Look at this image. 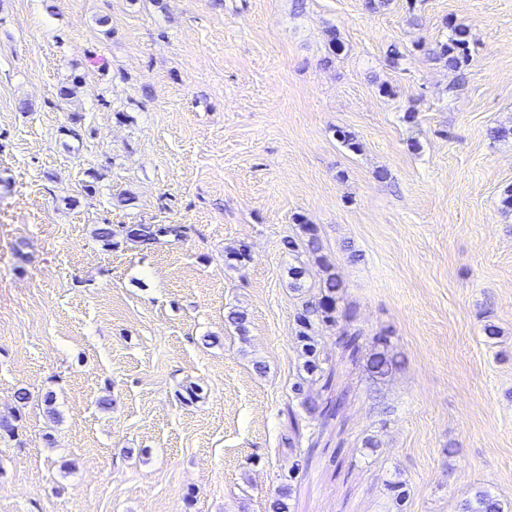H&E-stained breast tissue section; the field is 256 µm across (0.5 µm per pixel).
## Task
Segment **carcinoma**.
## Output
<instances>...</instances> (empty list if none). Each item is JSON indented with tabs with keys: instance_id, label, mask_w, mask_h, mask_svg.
<instances>
[{
	"instance_id": "1",
	"label": "carcinoma",
	"mask_w": 512,
	"mask_h": 512,
	"mask_svg": "<svg viewBox=\"0 0 512 512\" xmlns=\"http://www.w3.org/2000/svg\"><path fill=\"white\" fill-rule=\"evenodd\" d=\"M421 50L431 59L442 61L450 69H458L467 61V33L466 30L454 25L451 34L445 41H437L430 45H421ZM303 238L288 240V250L297 253L300 246H305L311 253L320 250V242L317 228L312 224L299 225ZM185 233V227L178 224H135L126 229V239L138 244L145 249L168 244L180 240ZM249 259L247 246L240 244L236 247H228L224 250V262L230 267L245 264ZM289 288L293 292L303 294L306 288L305 267L302 264L293 265L288 270ZM340 283L334 274L329 273L319 285L317 296L301 301L294 318V337L300 348L303 358L297 380L292 385V390L299 394L303 391V384L318 376L330 383L331 376L325 373V359L322 358L321 349L313 336L314 324L336 323V294ZM361 336L357 331L344 329L336 338V344L342 349L355 354L360 348ZM384 338L380 337L374 342L366 362V369L373 381L384 379L390 374L396 365L395 358L382 345ZM463 512H501V505L486 490H477L473 496L463 504Z\"/></svg>"
}]
</instances>
